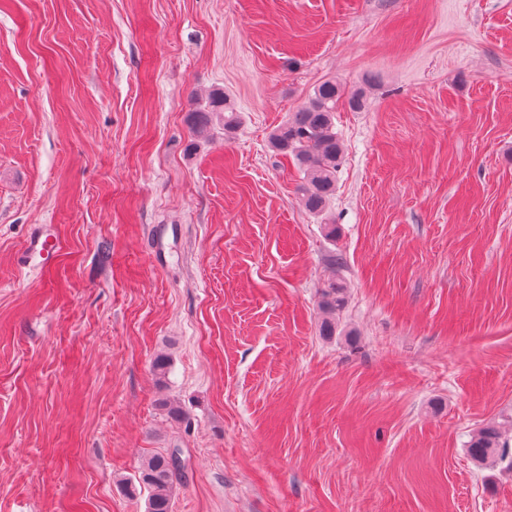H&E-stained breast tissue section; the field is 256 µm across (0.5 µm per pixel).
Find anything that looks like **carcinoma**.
I'll list each match as a JSON object with an SVG mask.
<instances>
[{
	"instance_id": "carcinoma-1",
	"label": "carcinoma",
	"mask_w": 512,
	"mask_h": 512,
	"mask_svg": "<svg viewBox=\"0 0 512 512\" xmlns=\"http://www.w3.org/2000/svg\"><path fill=\"white\" fill-rule=\"evenodd\" d=\"M343 89L334 80L321 82L310 97L308 104L281 123L269 135V144L278 154L289 156L303 181L299 185L306 209L313 214L325 211L336 191V173L343 145L336 133V104ZM224 127V135L233 134L240 125V116L218 88L204 99V104L189 113L192 135L202 139L209 135L213 118ZM345 305V289L340 283L329 284L322 293L320 308L325 314L322 333L336 334V312ZM469 458L478 465L502 459L512 452L502 439L500 427L487 425L473 434L466 448ZM185 464L175 460L168 452L154 453L142 459L137 483H128L126 490L136 493L141 486L148 490L147 512H173L176 485L183 482Z\"/></svg>"
}]
</instances>
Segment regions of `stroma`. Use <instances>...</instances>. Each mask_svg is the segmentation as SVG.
<instances>
[{
  "label": "stroma",
  "mask_w": 512,
  "mask_h": 512,
  "mask_svg": "<svg viewBox=\"0 0 512 512\" xmlns=\"http://www.w3.org/2000/svg\"><path fill=\"white\" fill-rule=\"evenodd\" d=\"M325 80L317 217L268 135ZM214 88L241 124L192 141ZM490 423L512 442V0H0V512H146L124 485L172 448L173 512H512L466 454ZM345 305V289L340 283H330L322 293L320 308L325 314L322 320L323 336H335L336 334V312Z\"/></svg>",
  "instance_id": "stroma-1"
}]
</instances>
